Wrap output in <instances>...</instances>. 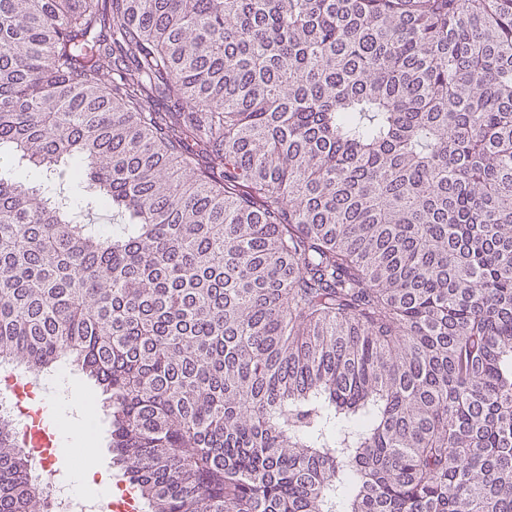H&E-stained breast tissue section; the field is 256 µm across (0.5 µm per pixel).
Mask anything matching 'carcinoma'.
Listing matches in <instances>:
<instances>
[{"instance_id":"cac0c4a2","label":"carcinoma","mask_w":512,"mask_h":512,"mask_svg":"<svg viewBox=\"0 0 512 512\" xmlns=\"http://www.w3.org/2000/svg\"><path fill=\"white\" fill-rule=\"evenodd\" d=\"M2 151L0 362L150 512H512V0H0ZM59 369H63L66 372L65 384H72L73 386L82 390H92V382L86 377L85 374L77 370V368H73L70 365L60 364L55 371ZM75 387L63 385V389L65 391L67 390V392H64V395L62 394L61 396L67 401V403L71 405L72 408L78 410L79 406L81 405L83 394Z\"/></svg>"}]
</instances>
